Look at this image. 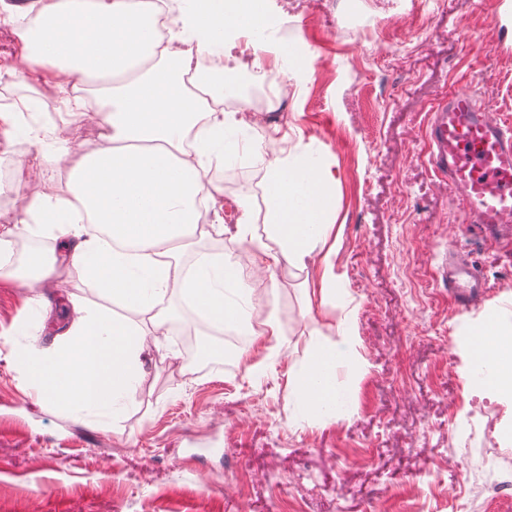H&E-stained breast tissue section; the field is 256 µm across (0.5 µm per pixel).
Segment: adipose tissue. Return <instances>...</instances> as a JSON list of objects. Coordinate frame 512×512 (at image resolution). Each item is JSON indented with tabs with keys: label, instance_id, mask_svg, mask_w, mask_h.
Instances as JSON below:
<instances>
[{
	"label": "adipose tissue",
	"instance_id": "ef3b65f1",
	"mask_svg": "<svg viewBox=\"0 0 512 512\" xmlns=\"http://www.w3.org/2000/svg\"><path fill=\"white\" fill-rule=\"evenodd\" d=\"M175 31L159 38L147 0H37L36 14L21 34L20 67H50L72 77L108 84L92 112L101 143L89 153L46 140L41 126L14 108L15 131L37 144L44 163L74 159L67 190L34 191L25 206L32 230L62 239L61 255L31 257L28 269H8L31 283L78 277L105 299L83 308L66 331L43 350L19 348L21 371L40 403L92 418L100 425L121 419L143 371L148 349H161L168 318L166 298L179 297L212 326L267 337L277 350L281 332L274 317L253 314L248 295L255 273H274L284 263L321 271V297L337 299L329 245L337 180L320 160L299 150L266 160L267 241L256 239L251 204L232 236L248 243L246 259L199 254L193 266L180 258L181 244L198 228V200L217 202L222 188L207 181L213 163L239 148L243 113L211 109L189 92L187 77L206 85L207 73L225 75L232 90L224 46L244 32L266 30L259 0H184ZM214 58L211 71L193 70V54ZM106 228L87 238L83 225ZM130 310L112 314L111 305ZM146 315L145 323L134 314ZM462 343L477 388L512 403V315L496 313L470 327ZM354 319L340 341L316 342L309 362L291 377L301 410L312 416L349 412L350 385L339 372L363 362Z\"/></svg>",
	"mask_w": 512,
	"mask_h": 512
}]
</instances>
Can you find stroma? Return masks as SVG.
<instances>
[{
    "instance_id": "1",
    "label": "stroma",
    "mask_w": 512,
    "mask_h": 512,
    "mask_svg": "<svg viewBox=\"0 0 512 512\" xmlns=\"http://www.w3.org/2000/svg\"><path fill=\"white\" fill-rule=\"evenodd\" d=\"M493 25L483 0H294L270 41L301 54L287 109L254 130L287 135V148L333 170L335 272L344 306L313 290L316 267L284 265L256 282L259 315L276 312L282 346L261 337H217L220 353L198 359L168 335L151 353L129 411L98 427L40 404L26 389L15 349L47 346L77 314L102 304L73 277L44 290L0 278V512H512V487L489 498L512 446L497 435L512 406L475 389L459 344L486 308L512 305V233L495 240L462 231L457 200L427 162L432 106L449 89L473 87L494 117L512 115V0ZM21 52L0 28V95L31 99L40 115L61 112L55 74L13 76ZM225 206L250 199L264 236L265 170L252 151L225 164ZM23 211L0 206V231L21 245L17 264L58 253L55 238L24 229ZM489 280L480 307L458 313L438 276L449 249ZM355 316L366 366L344 372L356 391L350 418L305 417L290 380L317 341L338 340Z\"/></svg>"
}]
</instances>
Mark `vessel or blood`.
<instances>
[{
  "instance_id": "b4317fda",
  "label": "vessel or blood",
  "mask_w": 512,
  "mask_h": 512,
  "mask_svg": "<svg viewBox=\"0 0 512 512\" xmlns=\"http://www.w3.org/2000/svg\"><path fill=\"white\" fill-rule=\"evenodd\" d=\"M425 138L428 159L456 196L464 224L489 237L512 226V122L493 118L472 91L454 90L433 108ZM442 278L462 312L489 288L473 261L453 249Z\"/></svg>"
}]
</instances>
